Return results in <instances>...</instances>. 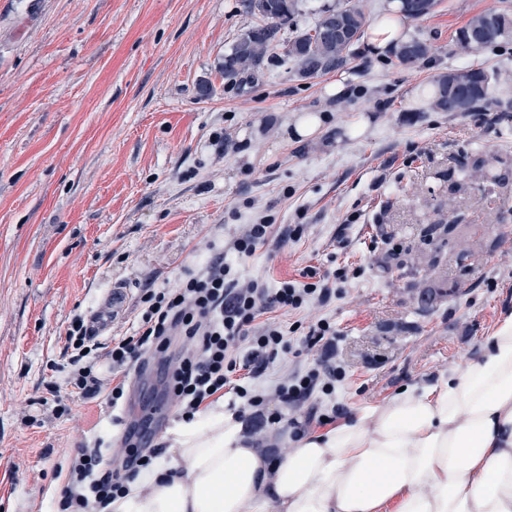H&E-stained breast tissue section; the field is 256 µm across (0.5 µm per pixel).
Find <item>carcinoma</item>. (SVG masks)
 Masks as SVG:
<instances>
[{
  "instance_id": "carcinoma-1",
  "label": "carcinoma",
  "mask_w": 512,
  "mask_h": 512,
  "mask_svg": "<svg viewBox=\"0 0 512 512\" xmlns=\"http://www.w3.org/2000/svg\"><path fill=\"white\" fill-rule=\"evenodd\" d=\"M300 0H245L247 11L256 18V24L242 34L224 55V77L234 79L242 74H253L261 69L270 46L277 42L283 26L291 23L299 10ZM365 0H344L334 10L343 17L348 33L341 38L319 37L321 21L307 29L295 30L285 50L287 59L300 64L304 76L326 72L354 54V47L362 38L366 23ZM512 37V15L506 11L491 9L471 18L458 29L454 38L457 52L476 56L487 47ZM471 78V88L465 100L464 111L487 110L500 107L502 102L495 93L491 74L481 66L465 68ZM448 69L437 85L433 107L441 112L451 111L453 92Z\"/></svg>"
}]
</instances>
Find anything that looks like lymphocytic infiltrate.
Here are the masks:
<instances>
[{
    "label": "lymphocytic infiltrate",
    "mask_w": 512,
    "mask_h": 512,
    "mask_svg": "<svg viewBox=\"0 0 512 512\" xmlns=\"http://www.w3.org/2000/svg\"><path fill=\"white\" fill-rule=\"evenodd\" d=\"M271 218L244 225L224 248L213 251L203 267L186 271L176 288L142 289L138 304L141 318L132 335L113 340L107 355L114 367L143 371L161 363L165 394L179 420H192L211 397L232 386L241 405L238 415L250 435L262 428L299 438L312 421L322 424L343 415H315L305 405L318 395H332L345 370L336 364L338 334L328 319L305 325L269 319L274 310L295 311L311 304L328 305L342 296L349 280L345 269L320 272L307 267L300 279L269 285L264 279H244L237 263L252 257L268 241ZM263 326H256V319ZM78 358L85 364L75 369L69 383L76 394L91 398L103 392L91 365L99 348L82 317H75L67 332ZM317 352L314 366L297 367L273 385L261 389L256 381L283 354L301 358ZM154 434L146 427H131L124 441L120 464L107 460L96 447L79 452L70 462V477L60 491L58 512H106L127 482L148 468L159 455Z\"/></svg>",
    "instance_id": "f902f5d3"
}]
</instances>
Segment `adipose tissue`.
Listing matches in <instances>:
<instances>
[{"instance_id": "1", "label": "adipose tissue", "mask_w": 512, "mask_h": 512, "mask_svg": "<svg viewBox=\"0 0 512 512\" xmlns=\"http://www.w3.org/2000/svg\"><path fill=\"white\" fill-rule=\"evenodd\" d=\"M400 0L368 27L375 53L406 40ZM163 457L110 512H512V314L477 357L275 452L223 402L165 436Z\"/></svg>"}]
</instances>
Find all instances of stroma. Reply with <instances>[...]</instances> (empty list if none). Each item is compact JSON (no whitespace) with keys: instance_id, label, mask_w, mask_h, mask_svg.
<instances>
[{"instance_id":"1","label":"stroma","mask_w":512,"mask_h":512,"mask_svg":"<svg viewBox=\"0 0 512 512\" xmlns=\"http://www.w3.org/2000/svg\"><path fill=\"white\" fill-rule=\"evenodd\" d=\"M338 2L301 0L261 70L230 81L224 55L255 22L244 0H0V512H56L60 455L101 438L120 457L127 425L163 399L157 366L125 375L104 360L99 377L129 392L123 424L105 396L69 399L72 318L103 344L131 334L141 288L177 287L257 216L304 231L271 238L243 276L352 274L346 298L287 316L330 319L340 335L346 377L320 412L353 415L447 376L512 313V109L429 105L449 67L473 64L512 99V39L452 51L472 16L512 0H439L409 24L429 46L413 69L362 46L302 77L283 46ZM333 82L345 93L325 95ZM308 116L318 130L294 136ZM478 159L498 183L458 186ZM434 224L456 227L441 259L420 237ZM385 237L403 245L398 258Z\"/></svg>"}]
</instances>
